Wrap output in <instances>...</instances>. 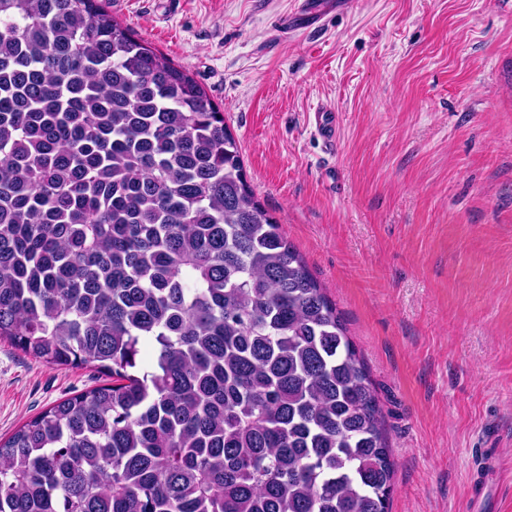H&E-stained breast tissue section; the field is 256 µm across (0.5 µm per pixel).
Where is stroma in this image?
<instances>
[{
	"mask_svg": "<svg viewBox=\"0 0 512 512\" xmlns=\"http://www.w3.org/2000/svg\"><path fill=\"white\" fill-rule=\"evenodd\" d=\"M103 3L223 108L335 302L385 418L388 512H512V0H358L288 34L294 0ZM105 381L0 339V438ZM314 126L326 147L336 148L338 123L336 112L327 106L317 107L313 112Z\"/></svg>",
	"mask_w": 512,
	"mask_h": 512,
	"instance_id": "35a3bbf8",
	"label": "stroma"
}]
</instances>
